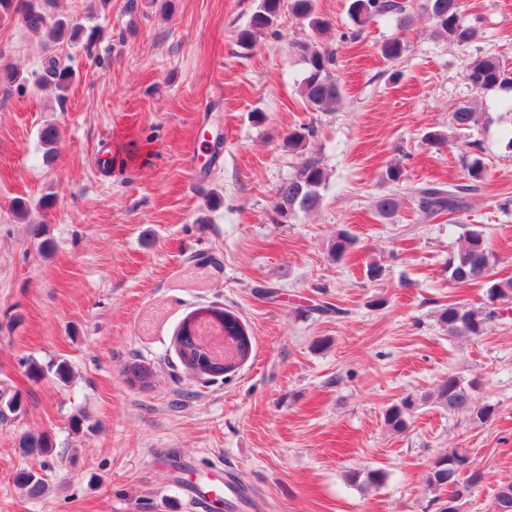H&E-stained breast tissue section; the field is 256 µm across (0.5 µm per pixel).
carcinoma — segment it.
I'll return each instance as SVG.
<instances>
[{
	"instance_id": "1",
	"label": "carcinoma",
	"mask_w": 512,
	"mask_h": 512,
	"mask_svg": "<svg viewBox=\"0 0 512 512\" xmlns=\"http://www.w3.org/2000/svg\"><path fill=\"white\" fill-rule=\"evenodd\" d=\"M53 0H0V21L13 18L21 20L32 33H46L53 41L70 45L82 44L89 47L97 35V27H88L76 17L57 16L51 13ZM415 8L414 0H348V13L358 26L366 25L378 16H395L407 26L412 21ZM420 8L431 18L438 36L458 45L467 44L475 39L477 30L465 23L461 17L460 0H423ZM308 21L312 31L322 33L328 22L318 16L316 0H255L248 23L237 33V46L244 50L252 49L263 36L279 38V21L283 10ZM290 48L296 50L307 66L306 74L300 83V96L310 109L325 111L333 108L340 101V88L333 74L336 56L332 48L313 42L292 43ZM410 51L408 42L402 37H392L380 46V53L391 63H401ZM73 72L62 67L59 61L50 57L47 60L44 80L54 84L60 91H66L72 84ZM466 80L477 91H489L494 88H512V71L492 56H479L472 59L467 67ZM481 115L466 104L451 112L449 121L459 130L472 129L479 124ZM317 130L310 124H302L288 132L286 145L288 150L301 155L293 175L276 190L278 202L274 209L272 221L279 224L299 212H309L320 206L322 191L327 186V176L322 164L315 155L305 153L310 139ZM487 176V169L481 158H474L466 166L465 182L444 187L430 185L415 189V201L423 219L430 220L441 215H454L467 207L469 195L477 191ZM401 199L394 193L379 197L374 207L383 218L393 217L399 210ZM355 245V238L346 231L336 234L330 243L329 254L335 259L348 255ZM493 253L489 247L483 229L474 225L466 230L463 243L459 249L448 256V280L457 285H479L486 288L487 303L481 308L469 307L460 302H453L442 308L438 315L440 326L451 338L479 336L487 320L496 314L493 306L499 302L512 301V280H492ZM224 351L209 346L198 328L188 325L190 318H185L181 329L175 337V351L181 365L192 372H200L208 380L225 377L236 370L233 364H224L223 352L237 353L236 361H247L253 350L250 330L243 325L241 318L230 310H223ZM49 369L63 380H68L70 365L60 360L45 368L33 362L29 364L30 372L39 374ZM123 373L127 382L133 386L145 388L152 377L150 367L137 362L127 364ZM432 401L448 414H465L470 420L479 423L488 422L494 415L495 408L489 404L478 405L473 401L470 385L455 374L443 378L435 390L424 395H407L385 410L384 421L388 427L397 432L406 430L408 418L420 401ZM19 448L25 454L47 455L53 444L46 434L23 436ZM457 470L464 466L462 473L468 477L462 481L467 487L480 480V474L473 469L471 455L466 448H450L440 455ZM43 463L39 470H26L18 473L17 483L32 496L42 493L45 486ZM348 479L366 489L378 488L385 479V472L375 468L367 471H353ZM427 488L433 494V501L440 505L444 500L457 494L454 484L447 481L446 472L431 469L427 479Z\"/></svg>"
}]
</instances>
